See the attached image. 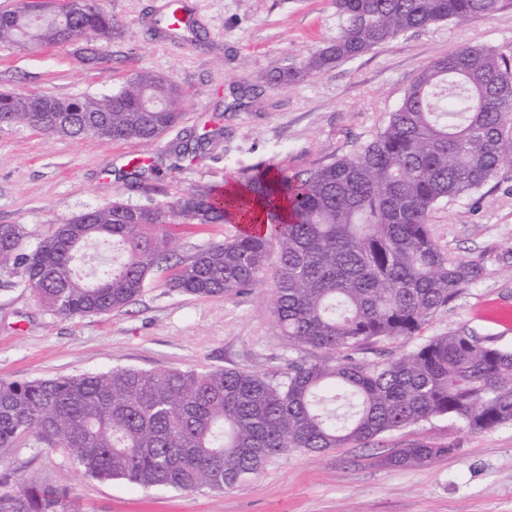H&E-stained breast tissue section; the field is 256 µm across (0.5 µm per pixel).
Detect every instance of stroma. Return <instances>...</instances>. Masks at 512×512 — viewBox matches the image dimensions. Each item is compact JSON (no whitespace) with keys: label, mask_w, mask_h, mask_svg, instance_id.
Here are the masks:
<instances>
[{"label":"stroma","mask_w":512,"mask_h":512,"mask_svg":"<svg viewBox=\"0 0 512 512\" xmlns=\"http://www.w3.org/2000/svg\"><path fill=\"white\" fill-rule=\"evenodd\" d=\"M169 0H101L111 40L63 45L0 43V91L57 98L115 91L139 71L166 74L183 91L182 119L151 146L51 136L0 127V224L26 230L24 251L57 224L120 200L166 206L191 191L231 183L242 168L266 165L309 173L371 142L418 72L458 44L491 46L512 57V0L492 14L440 22L400 35L338 68L288 85L272 73L298 67L335 37L334 0H182L195 30L178 36L159 24ZM95 62H87L88 52ZM203 137L177 157L186 135ZM148 156L158 175L126 178V163ZM433 236L448 255L474 261L480 277L436 311L418 336L386 340L371 360L422 341L466 331L512 350V168L469 197L436 207ZM233 224L172 228V262L233 236ZM272 282L241 294L198 297L171 290L165 272L148 277L129 306L61 319L25 286L20 268L0 270V381L57 379L115 367L255 371L281 379L316 352L283 340L269 308ZM427 440L448 446L423 466L386 457ZM27 485L66 493L78 512H512V423L473 432L432 418L368 446L320 454L293 450L224 491L145 490L84 475L68 449L36 448L33 436L0 448V493Z\"/></svg>","instance_id":"35a3bbf8"}]
</instances>
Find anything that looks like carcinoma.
<instances>
[{
	"instance_id": "cac0c4a2",
	"label": "carcinoma",
	"mask_w": 512,
	"mask_h": 512,
	"mask_svg": "<svg viewBox=\"0 0 512 512\" xmlns=\"http://www.w3.org/2000/svg\"><path fill=\"white\" fill-rule=\"evenodd\" d=\"M500 0H335L336 37L302 66L273 79L300 83L401 34L437 22L491 14ZM42 2L0 15V42L64 44L92 33L112 38L98 0ZM0 93V125L49 135L149 145L181 118L182 90L141 71L117 91L60 99ZM512 164V60L488 46L458 45L415 76L383 129L359 153L306 175L250 167L238 191L197 190L167 206L114 201L72 216L31 252L19 224H0V268H22L25 285L57 316L102 315L141 294L169 261L168 228L255 224L194 253L170 288L199 297L248 291L278 262L271 315L285 340L322 353L295 361L280 381L233 368L92 374L0 382V448L30 433L44 448L70 450L78 469L142 488L221 491L296 448L323 452L368 445L437 417L474 432L512 423V351L460 331L375 361L357 354L382 340L419 334L481 273L445 253L430 215L467 197ZM448 447L417 441L394 451L396 467L424 464ZM0 512H69L63 492L29 486L0 495Z\"/></svg>"
}]
</instances>
